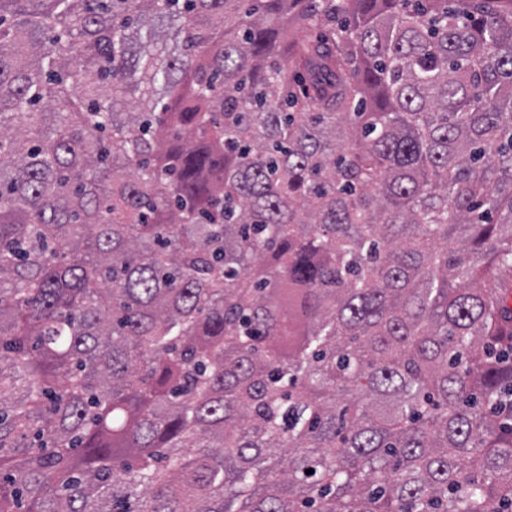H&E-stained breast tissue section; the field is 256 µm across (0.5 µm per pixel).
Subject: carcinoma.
I'll return each mask as SVG.
<instances>
[{"label": "carcinoma", "mask_w": 512, "mask_h": 512, "mask_svg": "<svg viewBox=\"0 0 512 512\" xmlns=\"http://www.w3.org/2000/svg\"><path fill=\"white\" fill-rule=\"evenodd\" d=\"M510 300L512 0H0V512H512Z\"/></svg>", "instance_id": "carcinoma-1"}]
</instances>
